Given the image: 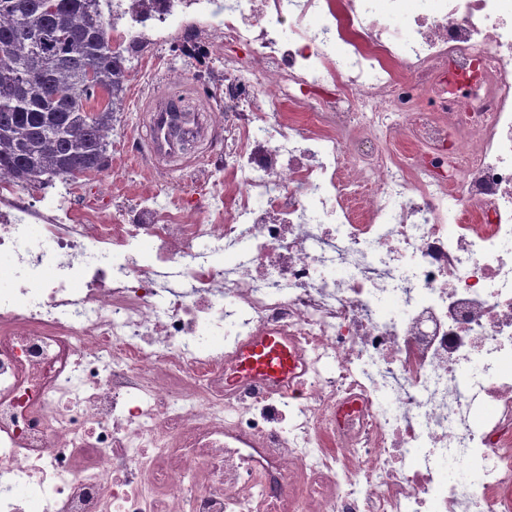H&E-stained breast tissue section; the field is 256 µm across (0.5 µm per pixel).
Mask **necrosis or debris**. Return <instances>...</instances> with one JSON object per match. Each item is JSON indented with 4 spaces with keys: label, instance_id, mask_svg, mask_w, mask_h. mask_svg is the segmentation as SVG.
<instances>
[{
    "label": "necrosis or debris",
    "instance_id": "1",
    "mask_svg": "<svg viewBox=\"0 0 512 512\" xmlns=\"http://www.w3.org/2000/svg\"><path fill=\"white\" fill-rule=\"evenodd\" d=\"M406 2L113 0L205 20L224 152L119 224L0 179V512H512V0ZM241 370L262 378H280L294 382L301 376L304 362L299 350L274 336H260L245 350Z\"/></svg>",
    "mask_w": 512,
    "mask_h": 512
}]
</instances>
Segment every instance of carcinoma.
Here are the masks:
<instances>
[{"mask_svg": "<svg viewBox=\"0 0 512 512\" xmlns=\"http://www.w3.org/2000/svg\"><path fill=\"white\" fill-rule=\"evenodd\" d=\"M45 10L51 53L29 40L32 16ZM112 0H0V177L22 188L42 187L58 174L68 184L107 153L114 99L131 75L112 54ZM79 89L66 97L65 92ZM109 93L93 118L82 100Z\"/></svg>", "mask_w": 512, "mask_h": 512, "instance_id": "1", "label": "carcinoma"}]
</instances>
